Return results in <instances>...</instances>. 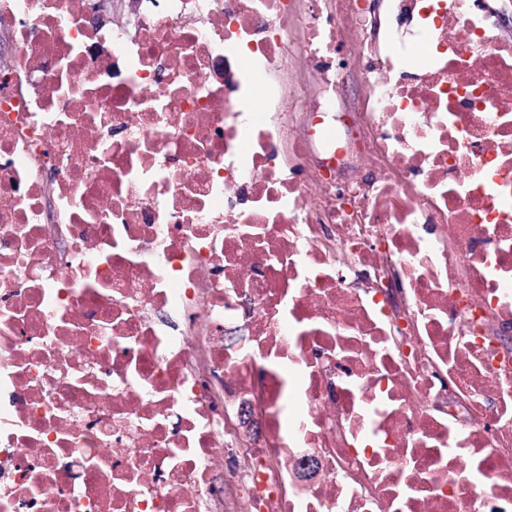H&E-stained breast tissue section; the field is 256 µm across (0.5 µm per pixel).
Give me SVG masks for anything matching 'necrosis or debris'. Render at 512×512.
Returning <instances> with one entry per match:
<instances>
[{
    "label": "necrosis or debris",
    "instance_id": "necrosis-or-debris-1",
    "mask_svg": "<svg viewBox=\"0 0 512 512\" xmlns=\"http://www.w3.org/2000/svg\"><path fill=\"white\" fill-rule=\"evenodd\" d=\"M496 2L0 0V512H512ZM366 93L365 78L358 70H353L351 74L346 78L342 100L340 101L339 111L340 113L352 112L354 104L360 102Z\"/></svg>",
    "mask_w": 512,
    "mask_h": 512
}]
</instances>
